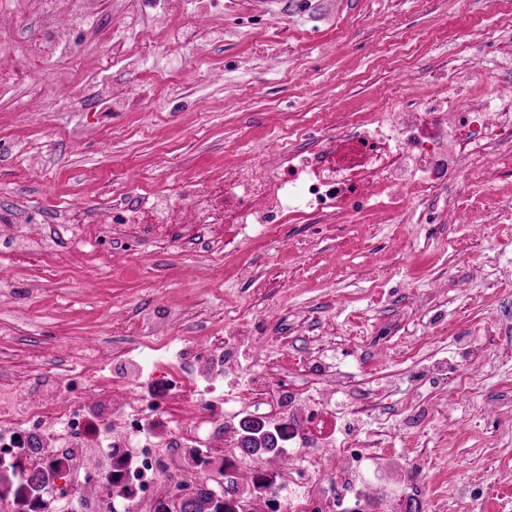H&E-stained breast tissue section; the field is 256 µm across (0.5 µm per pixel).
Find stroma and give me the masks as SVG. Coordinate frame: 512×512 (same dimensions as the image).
I'll return each mask as SVG.
<instances>
[{
  "instance_id": "35a3bbf8",
  "label": "stroma",
  "mask_w": 512,
  "mask_h": 512,
  "mask_svg": "<svg viewBox=\"0 0 512 512\" xmlns=\"http://www.w3.org/2000/svg\"><path fill=\"white\" fill-rule=\"evenodd\" d=\"M67 0L39 13L0 0V235L13 224L63 250L43 262L0 246V370H77L89 342L139 359L154 352L150 319L180 311L176 336H222L223 388L288 373L332 398L336 435L381 433L369 467L385 477L387 512L407 498L422 512H512V166L492 165L441 188L402 221L370 210L365 223L288 224L275 241L215 252L147 243L102 267L91 245L56 221L69 207L97 219L113 201L145 203L184 182L208 184L256 155L274 158L284 131L308 148L322 116L403 98L413 109L447 95L448 76L476 92V72L512 80V0H74L88 18L64 64L27 61L43 30L68 21ZM220 14L183 46L169 21ZM155 40V55L121 46ZM112 49L99 70L98 55ZM172 74L156 94L152 77ZM53 96H44V89Z\"/></svg>"
}]
</instances>
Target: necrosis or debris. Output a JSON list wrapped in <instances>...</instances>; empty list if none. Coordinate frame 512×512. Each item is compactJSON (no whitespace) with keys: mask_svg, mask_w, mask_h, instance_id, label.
I'll return each mask as SVG.
<instances>
[{"mask_svg":"<svg viewBox=\"0 0 512 512\" xmlns=\"http://www.w3.org/2000/svg\"><path fill=\"white\" fill-rule=\"evenodd\" d=\"M486 85L470 97L428 98L417 112L393 98L381 109L357 113L314 150L284 140L277 163L259 156L215 186L157 192L143 211L113 207L112 223L136 227L120 239L77 212L66 216L69 231L92 242L108 265L113 248L135 254L143 242L158 240L159 226L183 223L189 212L234 226L244 244L279 235L297 217L361 223V206L369 201L402 216L416 193L457 184L491 161H512L502 152L512 144V94L502 92L500 80ZM186 345L185 358L154 363L147 389L126 380L113 388L87 364L52 375L51 385L38 392L26 377L0 373V448L12 450L24 471L58 473L42 491L37 512H156L160 500L173 504L191 492L194 481L172 469L168 451L192 448L207 459L215 450L212 429L224 423V395L215 386L224 339L193 338ZM272 392L270 421L293 459L272 477L281 512H370L357 485L383 438L358 434L333 442L336 420L323 393L298 390L284 379ZM34 445L39 453H31ZM331 446L336 455H326ZM332 468L335 480L324 481ZM89 488L92 498L81 502Z\"/></svg>","mask_w":512,"mask_h":512,"instance_id":"1","label":"necrosis or debris"}]
</instances>
